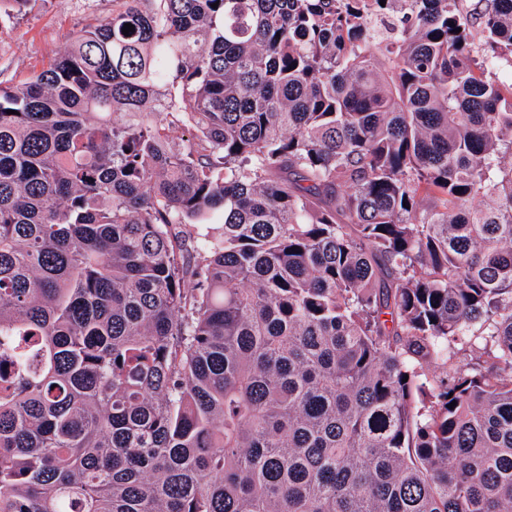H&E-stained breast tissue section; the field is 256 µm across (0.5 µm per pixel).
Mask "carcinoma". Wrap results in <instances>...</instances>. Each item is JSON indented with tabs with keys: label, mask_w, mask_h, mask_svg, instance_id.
<instances>
[{
	"label": "carcinoma",
	"mask_w": 512,
	"mask_h": 512,
	"mask_svg": "<svg viewBox=\"0 0 512 512\" xmlns=\"http://www.w3.org/2000/svg\"><path fill=\"white\" fill-rule=\"evenodd\" d=\"M113 2L0 84V512H512V0Z\"/></svg>",
	"instance_id": "carcinoma-1"
}]
</instances>
